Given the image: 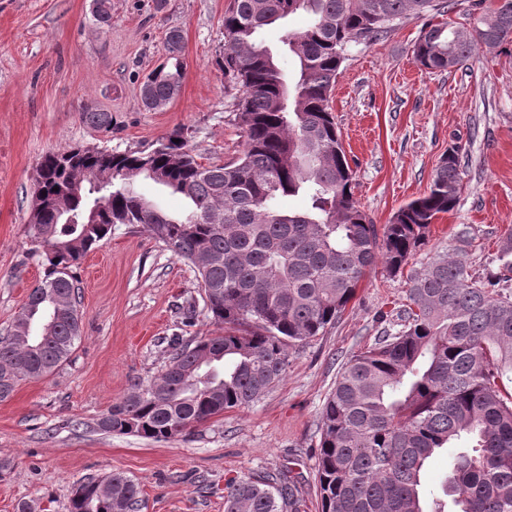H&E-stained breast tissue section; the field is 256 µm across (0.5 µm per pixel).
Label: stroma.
<instances>
[{
	"label": "stroma",
	"instance_id": "obj_1",
	"mask_svg": "<svg viewBox=\"0 0 512 512\" xmlns=\"http://www.w3.org/2000/svg\"><path fill=\"white\" fill-rule=\"evenodd\" d=\"M230 0H112L108 27L91 0H0V336L42 279L29 257L34 178L51 151L91 146L151 150L182 131L199 162L242 155L235 115L240 86L224 77V12ZM299 12L256 36L286 76L296 62L282 42L304 28ZM426 26L408 17L371 45L350 46L332 92V112L355 172V196L375 224L426 192L449 146H460L464 189L431 226L411 260L462 251L477 273L493 268L498 238L512 226V54L477 50L447 71L415 63ZM183 35V79L163 110L145 111L141 84L166 56L165 34ZM111 113L110 131L80 119ZM467 228L474 244L460 242ZM81 338L57 373L20 382L0 401V512H68L74 484L125 472L143 490L142 512H224L229 479L292 469L302 512H321L315 454L322 405L350 357L397 323L407 277L375 269L323 336L290 351L285 379L253 406L225 411L173 440L107 433L113 403L160 374L172 336L218 328L193 269L143 227L116 226L82 260Z\"/></svg>",
	"mask_w": 512,
	"mask_h": 512
}]
</instances>
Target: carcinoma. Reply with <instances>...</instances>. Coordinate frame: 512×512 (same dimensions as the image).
Returning <instances> with one entry per match:
<instances>
[{"label":"carcinoma","instance_id":"obj_1","mask_svg":"<svg viewBox=\"0 0 512 512\" xmlns=\"http://www.w3.org/2000/svg\"><path fill=\"white\" fill-rule=\"evenodd\" d=\"M470 27L429 23L412 53L451 69L476 47L512 46V0ZM448 0H231L224 12V77L241 85L245 137L235 162L206 167L179 132L149 152L71 147L37 167L29 236L43 278L0 337V401L19 381L60 369L80 337V261L118 225H139L200 278L210 319L224 333L173 337L165 370L105 413L98 427L153 441L178 437L225 411L250 407L284 380L292 347L324 334L383 264L396 274L428 243L431 224L463 189L459 148H448L429 191L382 226L354 196V171L330 106L345 52L402 19L435 16ZM303 11L285 35L299 67L287 82L255 34ZM167 59L146 77L142 103L167 106L181 87L182 34L166 33ZM82 122L112 129V113ZM149 180L190 206L179 215L139 191ZM302 195L300 212L277 200ZM399 329L341 368L320 418L316 478L321 512H512V229L495 269L476 278L464 255L438 254L410 275ZM464 439L442 491L428 505L425 463ZM292 470L236 477L224 512H301ZM140 484L122 471L74 485L69 512H140Z\"/></svg>","mask_w":512,"mask_h":512}]
</instances>
